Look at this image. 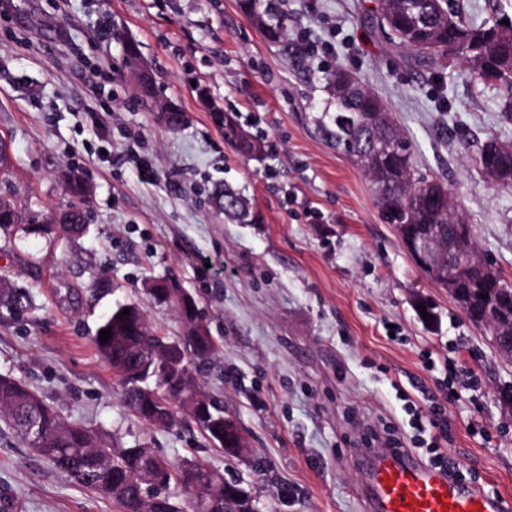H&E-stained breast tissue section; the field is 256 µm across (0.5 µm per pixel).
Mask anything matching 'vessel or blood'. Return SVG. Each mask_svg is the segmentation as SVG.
Wrapping results in <instances>:
<instances>
[{
  "label": "vessel or blood",
  "instance_id": "obj_1",
  "mask_svg": "<svg viewBox=\"0 0 512 512\" xmlns=\"http://www.w3.org/2000/svg\"><path fill=\"white\" fill-rule=\"evenodd\" d=\"M370 481L371 512H512L511 500L388 453L376 458Z\"/></svg>",
  "mask_w": 512,
  "mask_h": 512
}]
</instances>
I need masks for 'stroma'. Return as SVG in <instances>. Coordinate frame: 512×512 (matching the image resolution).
I'll use <instances>...</instances> for the list:
<instances>
[{
	"label": "stroma",
	"mask_w": 512,
	"mask_h": 512,
	"mask_svg": "<svg viewBox=\"0 0 512 512\" xmlns=\"http://www.w3.org/2000/svg\"><path fill=\"white\" fill-rule=\"evenodd\" d=\"M374 0H284L293 45L326 42L300 71L238 0H5L0 6V138L13 165L0 193L45 214L82 210L77 239L0 235V280L35 311L0 320V374L36 390L68 423L173 465L192 458L248 490L257 512H368L377 435L432 443L463 484L512 499V412L498 400L512 359L431 283L381 213L364 172L317 134L334 111L322 79L338 63L381 97L417 169L452 192L482 255L512 281V191L489 185L469 149L512 144L497 90L410 68L372 27ZM135 43L154 78L146 105L125 63ZM263 139L257 158L224 141L215 109ZM153 166L141 172L142 161ZM88 184L70 194L62 173ZM228 185L257 219L225 221ZM221 260L201 274L204 259ZM191 294L218 345L204 391L247 445L224 453L182 418L155 430L125 409L93 336L117 304L183 334L148 288ZM435 319L421 318L418 304ZM0 512H117L58 472L0 421Z\"/></svg>",
	"instance_id": "stroma-1"
}]
</instances>
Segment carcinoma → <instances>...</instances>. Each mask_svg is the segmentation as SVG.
Here are the masks:
<instances>
[{
    "label": "carcinoma",
    "instance_id": "1",
    "mask_svg": "<svg viewBox=\"0 0 512 512\" xmlns=\"http://www.w3.org/2000/svg\"><path fill=\"white\" fill-rule=\"evenodd\" d=\"M409 0H375L379 29H389V40L406 51L415 63L430 71L454 64L466 67L467 74L485 86L500 91V111L512 117V30H499L509 14L501 10L491 21L478 26L468 22L460 0H417L419 13L407 11ZM240 10L265 38L282 44L299 58L302 52L289 46L288 14L279 10L276 0H238ZM341 65L325 72L326 89L336 101L335 111L314 119L318 133L336 145L368 176L372 191L389 224H411L418 234L438 225L451 234L454 226L466 223L451 202V189L441 181L415 170V153L395 124L386 105L362 86L344 84ZM224 131V142L239 155L250 158L261 154L264 141L243 130L231 113L216 116ZM474 164L491 185L512 191V145L487 138L473 155ZM217 195L232 197L237 208L224 216L245 221L251 216L248 200L226 187ZM38 214L18 206L11 198L0 197V232L7 235L16 225L34 234ZM33 307L30 293L7 283L0 285V316L20 317ZM129 314H121L123 310ZM136 304L120 305L104 317L98 330L112 328L105 343L93 337L102 360L120 377L124 405L145 424L169 428L177 422L176 403L163 390L153 369L140 364V351L151 342H163L140 318ZM176 356L167 385L194 374L214 358L216 342L184 330L172 342ZM208 417L193 418L204 438L213 427L224 424V410L203 392ZM0 412L7 424L24 440L30 426L41 431V440L30 443L41 456L78 485L118 505L121 512H184L168 489L171 483L185 484L184 473H193L186 487L191 512H256L251 501H224V477L218 472L187 459L175 467L150 449L135 445L116 448L84 425L67 424L41 396L23 383L0 374Z\"/></svg>",
    "mask_w": 512,
    "mask_h": 512
}]
</instances>
